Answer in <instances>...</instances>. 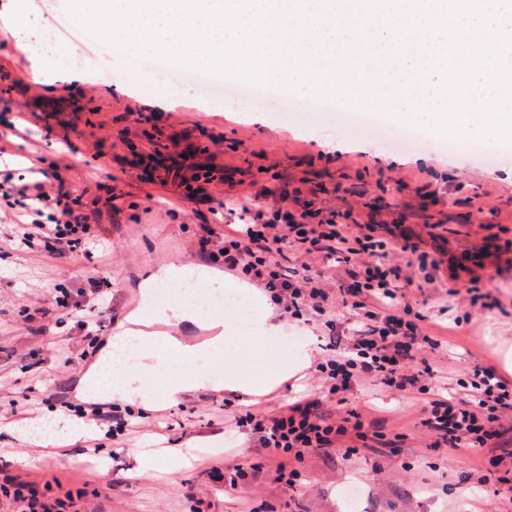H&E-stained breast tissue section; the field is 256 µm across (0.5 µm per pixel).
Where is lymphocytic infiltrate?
<instances>
[{"label": "lymphocytic infiltrate", "instance_id": "f902f5d3", "mask_svg": "<svg viewBox=\"0 0 512 512\" xmlns=\"http://www.w3.org/2000/svg\"><path fill=\"white\" fill-rule=\"evenodd\" d=\"M0 196L13 204L11 231L0 237V248L18 244L51 253L88 251L89 227L75 199L50 196L42 183H14L0 169ZM319 254L344 268L348 281L329 289L320 272L309 265L291 272L279 263L285 251ZM213 259L225 270L243 273L270 289L285 316L299 319L312 308L345 318L351 343L324 355L315 366L322 385L319 396L305 397L274 413L245 412L236 428L257 434L259 444L278 461L276 479L295 488L301 479L295 461L326 449L354 455L382 444L381 432L357 409L330 422L320 413L323 401L345 403V395L362 383L419 398L422 427L435 448L480 458L496 490H512V448L499 444L501 418L512 412V380L490 364L475 365L462 395H443L446 373L427 354L438 339L428 331V318L407 301L408 289L430 287L439 259L420 250L411 237H387L377 225L363 224L352 210L321 212L304 208L274 211L267 221L251 218L228 225ZM0 494L19 502L18 512H72V501L47 500L31 484L4 478Z\"/></svg>", "mask_w": 512, "mask_h": 512}]
</instances>
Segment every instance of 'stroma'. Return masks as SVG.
<instances>
[{"label":"stroma","mask_w":512,"mask_h":512,"mask_svg":"<svg viewBox=\"0 0 512 512\" xmlns=\"http://www.w3.org/2000/svg\"><path fill=\"white\" fill-rule=\"evenodd\" d=\"M27 3L31 24L18 33L9 29L13 0H0V166L28 181L46 175L53 191L79 198L97 245L89 254L0 253V472L49 498L75 495L78 507L97 512H241L248 501L257 512H348L351 483L363 488L360 512H512V492L494 495L479 486L478 459L429 447L412 431L419 403L384 388L370 396L356 388L348 399L395 447L306 455L296 464L301 486L285 487L275 477L276 461L252 435L224 427V406L277 410L306 391L313 368L269 385L273 363L254 361L244 345L232 358L251 374L255 394L203 386L171 403L163 396L164 374L151 373L142 399L119 404L125 434L102 448L88 446L97 436L93 423L58 411L59 435L30 443L16 419L30 406L28 391L61 386L73 403L100 402V395L81 393L80 379L103 368L105 340L142 306L140 283L156 266L204 269L210 291L244 285L258 307L264 288L225 273L202 248L209 236L224 234L216 213L243 204L266 211L310 199L327 210L344 201L363 221L396 223L406 233L438 225L424 243L443 259L437 278L467 281L459 262L476 258L500 306L473 313L464 296L442 288L409 293L416 310L446 328L433 356L462 371L490 363L512 380V148L495 164L445 152L428 134L418 150H385L379 143L391 124L357 119L353 106L337 101L322 109L285 94L282 123L258 101H211L189 84L143 80L106 55L85 66L63 55L47 64L23 46L65 14V0ZM18 112L29 133L15 137L6 122ZM144 113L150 122H141ZM400 182L405 190H397ZM61 289L69 301L95 308L107 300L112 309L77 328L56 308ZM280 325L285 342L277 350L288 356L303 345L316 356L330 338L348 335L345 323L331 329L315 313ZM59 343L69 344L70 362L56 357ZM228 448L249 467L235 493L224 489ZM101 467L107 477L97 476Z\"/></svg>","instance_id":"35a3bbf8"}]
</instances>
